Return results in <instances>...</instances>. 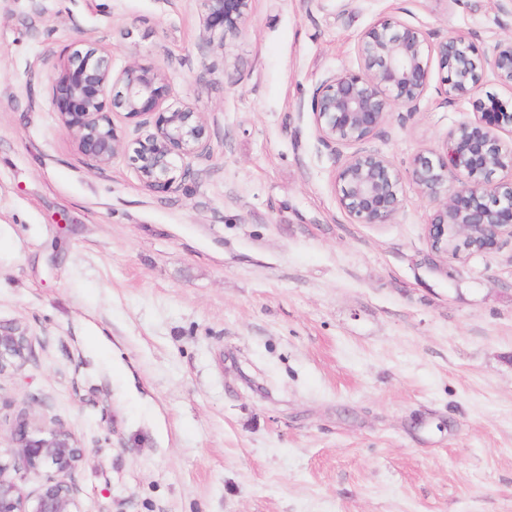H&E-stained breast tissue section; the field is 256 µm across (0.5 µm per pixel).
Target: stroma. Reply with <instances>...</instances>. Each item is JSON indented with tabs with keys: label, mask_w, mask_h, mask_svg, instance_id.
Here are the masks:
<instances>
[{
	"label": "stroma",
	"mask_w": 512,
	"mask_h": 512,
	"mask_svg": "<svg viewBox=\"0 0 512 512\" xmlns=\"http://www.w3.org/2000/svg\"><path fill=\"white\" fill-rule=\"evenodd\" d=\"M201 0H0V326L33 338L0 375L89 457L81 512H512V241L431 252L411 181L394 223L357 224L309 103L358 70L374 24L479 49L497 0H254L205 45ZM167 76L207 154L167 191L99 165L52 77L76 41ZM431 65L415 113L363 143L407 170L473 119Z\"/></svg>",
	"instance_id": "35a3bbf8"
}]
</instances>
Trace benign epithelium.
Segmentation results:
<instances>
[{
    "label": "benign epithelium",
    "instance_id": "obj_1",
    "mask_svg": "<svg viewBox=\"0 0 512 512\" xmlns=\"http://www.w3.org/2000/svg\"><path fill=\"white\" fill-rule=\"evenodd\" d=\"M209 46L244 29L252 0H202ZM356 72L342 71L314 93L311 112L320 140L334 149L368 141L392 112L417 111L429 86L430 63L437 59L443 93L472 98L483 71L512 87V39L486 52L475 42L450 35L432 43L421 28L382 22L367 29L357 44ZM166 75L133 61L112 70L111 54L96 43L79 41L63 57L51 105L81 150L107 165L131 154L140 182L169 190L191 175L187 160L207 149L204 113L192 104L164 105ZM129 120L153 119L154 132L138 145L128 144L105 109ZM512 124V113L496 103L448 132L443 150L421 152L407 177L433 203L427 240L439 257L462 260L493 252L512 239V179L495 182L496 171L512 168V144L501 143L498 123ZM403 173L387 157L356 150L338 167L335 186L343 211L359 224H391L402 208ZM32 336L20 326L0 327V375L28 359ZM0 512H80L78 486L72 479L86 460V449L61 424L47 426L33 411L21 413L9 428L8 446L0 447ZM40 478L29 491L20 473Z\"/></svg>",
    "mask_w": 512,
    "mask_h": 512
}]
</instances>
